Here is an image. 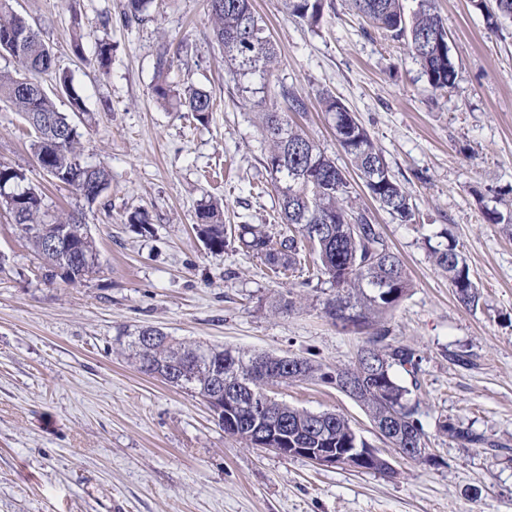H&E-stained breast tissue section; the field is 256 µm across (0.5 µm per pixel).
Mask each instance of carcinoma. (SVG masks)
<instances>
[{
	"label": "carcinoma",
	"mask_w": 512,
	"mask_h": 512,
	"mask_svg": "<svg viewBox=\"0 0 512 512\" xmlns=\"http://www.w3.org/2000/svg\"><path fill=\"white\" fill-rule=\"evenodd\" d=\"M288 13L318 26L323 18L324 0H285ZM352 6L386 38L404 44L417 61L431 88L441 94L452 92L457 69L448 46L447 33L434 0H417L412 12L405 0H351ZM153 0H128L125 18L144 21ZM213 27L212 39L224 52L228 72L237 78L243 105L255 109V125L264 146V167L274 180L279 195V218L289 234L274 243L263 224H239L233 234L243 251L261 258L276 274L294 272L302 265L305 251L317 255V275L334 288L323 310L331 323L343 331L372 330L357 352L354 363L330 367L309 358L290 354L244 352L201 342L178 341L163 336L148 344L139 333L127 334V349L140 372L184 388L202 398L211 396L216 375L224 376V387L236 391V406L224 410L219 421L224 433L253 448H334L342 459L352 448L371 444L335 412H311L268 398L267 387L283 382L311 380L342 390V383L357 387L355 402L370 417L379 436L413 461L432 462L435 455L425 447L426 433L410 390L401 385L396 371L414 377L418 354L407 344L390 339L387 316L403 300L412 280L400 256L388 245L381 225L372 221L369 209L352 195L347 172L326 156L295 124L293 116L308 110L310 97L284 83L277 85L274 98L256 101V80L265 90L279 66L278 50L252 0H208ZM487 22L512 19V0H496V11ZM0 52L14 57L22 67L15 74L0 72V100L12 104L34 134L33 150L40 168L54 181L71 188L87 202L99 199L110 186V173L103 165L81 160L79 135L71 118L59 112L54 93L42 88L40 78L56 71L52 49L39 29L15 12L11 0H0ZM104 74L112 62V46L99 44L92 59ZM168 59L157 61L153 94L174 112H192L201 122L213 111L212 96L201 89L179 91L167 82ZM57 90L64 93L74 113L87 111L85 101L71 77L58 76ZM322 108L331 117L336 140L360 173L369 197L402 224L416 223L412 196L391 173L382 151L362 123L330 93L320 97ZM25 173L0 163V190L4 206L15 224H30L26 238L51 277L80 284L98 272L95 264H76L55 273L58 256L48 241L63 226L71 231L74 253L97 258L98 253L84 224L75 214L49 213L42 194L24 185ZM489 224L502 226L512 235V211L485 208ZM200 234L214 254L224 252L228 228L224 209L218 203L202 206L197 214ZM431 243L426 239L433 266L448 277L456 300L476 308L481 292L471 278L470 268L456 242L448 233ZM441 431L462 445L500 450L503 445L483 433L450 421L438 424ZM420 452L413 453L411 449ZM363 467L392 477L394 467L386 458L372 454Z\"/></svg>",
	"instance_id": "cac0c4a2"
}]
</instances>
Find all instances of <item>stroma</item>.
<instances>
[{
    "mask_svg": "<svg viewBox=\"0 0 512 512\" xmlns=\"http://www.w3.org/2000/svg\"><path fill=\"white\" fill-rule=\"evenodd\" d=\"M435 6L458 73L445 95L350 0H325L314 28L284 0H253L278 46L277 81L313 99L299 127L350 168L317 101L332 93L416 209L413 224L376 206L371 217L413 280L388 322L421 358L417 377L397 378L412 390L438 465L400 458L332 386L271 390L288 405L345 415L392 462L388 477L246 447L200 396L141 373L117 341L153 326L180 341L346 366L364 340L324 317L331 288L313 264L277 279L237 242L211 254L195 229L199 208L218 200L225 223L263 224L276 240L284 231L254 115L240 107L210 36L208 0H155L141 22L125 20L126 0H13L83 94L88 112L73 118L82 158L104 165L110 186L90 203L53 183L34 159L28 125L0 102V163L23 170L49 210L80 213L99 259L82 284L45 278L0 207V512H512V237L483 215L512 210V19L491 26L473 0ZM103 41L112 46L105 74L88 63ZM164 52L173 85L213 97L208 120L156 101ZM137 213L146 227L131 223ZM442 230L482 293L477 309L457 302L427 258L423 236ZM288 292L295 307L275 311ZM444 420L508 450L461 446L439 430Z\"/></svg>",
    "mask_w": 512,
    "mask_h": 512,
    "instance_id": "1",
    "label": "stroma"
}]
</instances>
